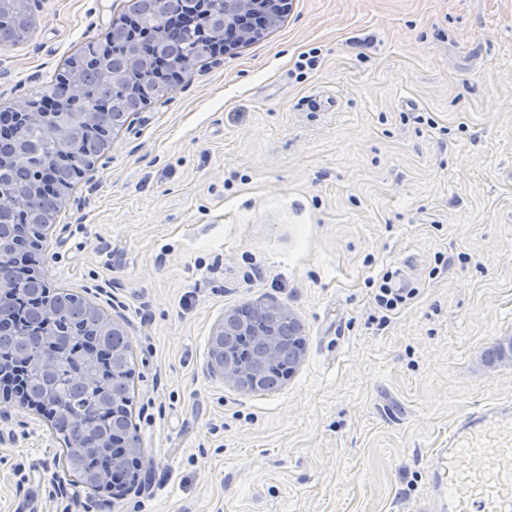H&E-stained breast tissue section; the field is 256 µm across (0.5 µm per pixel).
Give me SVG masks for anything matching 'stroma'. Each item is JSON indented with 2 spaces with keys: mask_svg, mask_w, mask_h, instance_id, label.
I'll use <instances>...</instances> for the list:
<instances>
[{
  "mask_svg": "<svg viewBox=\"0 0 512 512\" xmlns=\"http://www.w3.org/2000/svg\"><path fill=\"white\" fill-rule=\"evenodd\" d=\"M30 4L29 37L0 49L1 109L41 95L123 0ZM37 260L53 288L106 289L151 480L88 489L14 402L0 512H409L455 419L512 400V363L483 357L512 336V0H289L113 134ZM387 271L413 295L378 326ZM244 303L301 325L277 390L207 368Z\"/></svg>",
  "mask_w": 512,
  "mask_h": 512,
  "instance_id": "1",
  "label": "stroma"
}]
</instances>
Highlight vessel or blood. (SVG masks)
I'll use <instances>...</instances> for the list:
<instances>
[{"label":"vessel or blood","mask_w":512,"mask_h":512,"mask_svg":"<svg viewBox=\"0 0 512 512\" xmlns=\"http://www.w3.org/2000/svg\"><path fill=\"white\" fill-rule=\"evenodd\" d=\"M487 447L497 451L491 466L482 455ZM435 456L412 512H512V403L457 419Z\"/></svg>","instance_id":"vessel-or-blood-1"}]
</instances>
